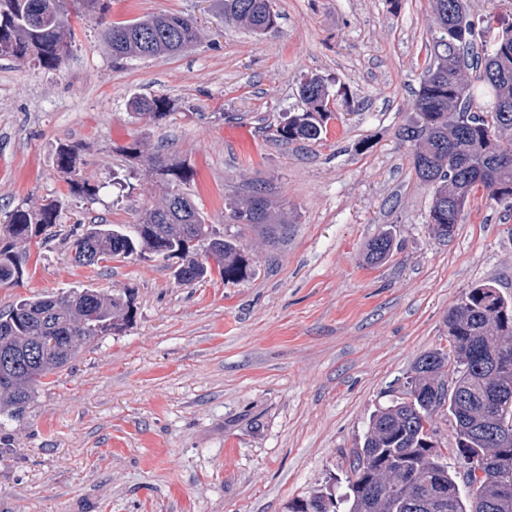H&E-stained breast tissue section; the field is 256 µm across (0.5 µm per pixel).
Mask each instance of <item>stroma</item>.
<instances>
[{
	"instance_id": "stroma-1",
	"label": "stroma",
	"mask_w": 512,
	"mask_h": 512,
	"mask_svg": "<svg viewBox=\"0 0 512 512\" xmlns=\"http://www.w3.org/2000/svg\"><path fill=\"white\" fill-rule=\"evenodd\" d=\"M275 28L222 22L212 0H111L109 17L192 16L200 40L175 56L113 63L95 20L55 70L0 59V219L58 198L62 232L130 224L161 191L122 149L140 141L192 167L186 185L209 223L239 235L250 274L178 284L151 257L76 265L60 240L32 249L0 312L20 297L109 288L133 297L132 323L52 375L22 420L0 431V512H288L345 481L369 417L415 360L446 345L462 294L493 282L512 298V207L471 196L452 240L426 223L408 123L432 43L430 0H274ZM323 77L334 113L319 143L276 129ZM162 96L160 119L132 98ZM78 147L96 200L71 195L58 143ZM131 172V187L112 172ZM253 180L288 237L224 221ZM394 251L367 265L368 243ZM394 240L389 232H382L371 240L364 254V261L370 265L385 262L393 252Z\"/></svg>"
}]
</instances>
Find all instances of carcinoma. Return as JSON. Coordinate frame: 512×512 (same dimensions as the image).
Segmentation results:
<instances>
[{
  "instance_id": "obj_1",
  "label": "carcinoma",
  "mask_w": 512,
  "mask_h": 512,
  "mask_svg": "<svg viewBox=\"0 0 512 512\" xmlns=\"http://www.w3.org/2000/svg\"><path fill=\"white\" fill-rule=\"evenodd\" d=\"M229 24L256 34L277 25L272 0H214ZM435 31L427 54L410 123L401 139L415 146L416 175L432 187L427 224L432 237L455 235L465 206L478 191L499 202L512 199V28L490 39L479 31L467 0H431ZM110 0H0V58L34 61L46 70L64 62L74 29L71 16L92 17L118 63L131 57L175 55L199 39L193 20L182 14H149L129 22L107 20ZM478 71L477 88L466 71ZM306 109L277 129L280 140L322 141L329 133V93L324 79L300 87ZM163 97H136L134 115L160 119ZM151 169L163 176L160 204L145 209L135 224H88L65 237L79 266L153 255L176 261L173 276L182 284L218 273L225 281L245 276L240 238L219 234L206 223L190 194L178 189L193 171L156 153ZM71 194L95 200L99 186L80 174L79 154L66 143L55 154ZM57 199L14 209L0 225V286L19 282L33 246L57 236ZM225 222L257 229L271 240L287 235L288 223L274 216L264 187L256 181L233 200ZM219 250L217 265L201 256L195 242ZM394 240L382 232L364 254L370 265L386 261ZM126 292L92 288L17 299L0 314V429L20 419L46 379L72 363L101 337L116 334L133 318ZM448 348H433L412 365L402 396L370 416L360 446L350 450L345 491L332 488L293 501L289 512H512V298L489 282L473 285L446 318ZM451 423L454 447L443 453L425 443L437 436L434 416ZM454 457L451 469L447 456ZM490 469L486 480L466 484L462 469Z\"/></svg>"
}]
</instances>
